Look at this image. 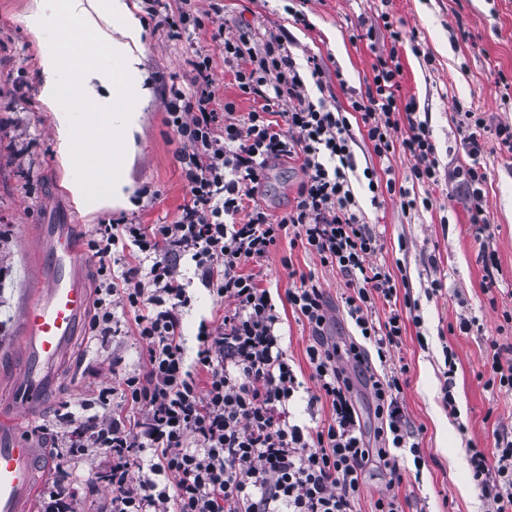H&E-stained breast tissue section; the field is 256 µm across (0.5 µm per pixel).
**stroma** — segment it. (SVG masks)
<instances>
[{"label": "stroma", "mask_w": 512, "mask_h": 512, "mask_svg": "<svg viewBox=\"0 0 512 512\" xmlns=\"http://www.w3.org/2000/svg\"><path fill=\"white\" fill-rule=\"evenodd\" d=\"M219 15L202 31L173 34L159 16H178L183 0H159L151 14L144 0H128L144 23L141 67L147 99L138 102L141 132L128 167L132 204L94 213L75 202L69 184L74 170L62 165L56 147L52 115L38 95L39 46L27 32L25 16L30 0H0V348L13 350L20 342L15 323L26 296L27 268L31 260L27 229L35 224H73L81 242H88L96 225L173 223L189 198L176 152L180 143L168 124L174 91L190 93L197 55L212 60V79L220 99L234 102L237 116L252 106L231 83L224 68V39L245 37L261 44L269 34L284 33L295 42L298 57L319 56L325 63L322 85L307 81L312 98L329 107L347 108V88L364 89L371 82L376 54L388 52L389 34L377 28L373 40H357L365 25L389 14L404 34L399 48L403 77L402 98L414 99L428 116L441 165L465 161L458 152L457 110L483 112L512 124V111L504 110L502 80H512V0H305L307 25L294 23L288 0H218ZM53 34L60 50L64 77L71 87L64 105L75 112L93 111L91 100L74 95L78 68L112 70L103 43L88 40L80 21L59 15ZM487 223L496 225L492 247L502 274L498 301L512 300V155L487 143ZM304 173L298 161L282 159L270 164L255 198L273 215H281L295 202ZM353 190L371 227L381 235L382 248L370 257L373 265L403 268L406 289L420 304L421 324H407L401 344L394 348L389 367L407 366L408 384L399 403L412 426L420 430L425 464L406 470L397 493L404 512H488L489 504L471 479L465 448L475 443L493 448L497 433L512 431V394L485 385L484 363L492 351L490 340L512 345V331L501 330L500 309L492 308L483 291L482 245L469 230V201L448 183L417 186L419 196H430L429 210L405 212L398 198L372 202L362 184ZM291 267H284L283 257ZM189 305L182 312L181 331L188 355H195L201 323L220 319L222 310L211 290L193 275L190 261H182ZM313 273L330 305L329 334L345 343L352 330L341 297L344 278L322 266L301 246L281 241L263 268V285L275 293L294 287L295 273ZM441 281V298H426L432 281ZM476 318L470 333L450 332L459 318ZM458 356L452 392L454 408L442 400L445 349ZM140 343L135 335L99 337L85 331L75 343L67 376L43 412L24 423L25 429L42 426L62 430L61 415L69 410L82 415V406L102 388L117 385L141 367Z\"/></svg>", "instance_id": "35a3bbf8"}]
</instances>
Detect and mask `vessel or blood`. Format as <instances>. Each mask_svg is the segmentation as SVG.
I'll return each instance as SVG.
<instances>
[{
	"label": "vessel or blood",
	"mask_w": 512,
	"mask_h": 512,
	"mask_svg": "<svg viewBox=\"0 0 512 512\" xmlns=\"http://www.w3.org/2000/svg\"><path fill=\"white\" fill-rule=\"evenodd\" d=\"M28 240L34 260L20 316L19 393L10 415H0V512H27L43 450L22 435V424L62 383L90 300L74 225L36 224Z\"/></svg>",
	"instance_id": "obj_1"
}]
</instances>
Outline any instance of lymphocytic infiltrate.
I'll list each match as a JSON object with an SVG mask.
<instances>
[{
  "label": "lymphocytic infiltrate",
  "mask_w": 512,
  "mask_h": 512,
  "mask_svg": "<svg viewBox=\"0 0 512 512\" xmlns=\"http://www.w3.org/2000/svg\"><path fill=\"white\" fill-rule=\"evenodd\" d=\"M394 44L377 56L365 90L352 93L348 111H334L306 93V77H320L315 55L298 61L286 35L261 46L224 42V62L242 95L255 107L235 120L234 103L220 102L211 59L192 62L195 88L173 104L168 123L184 149L178 160L190 200L171 224H100L88 241L99 260L96 335L118 336L116 310L131 314L144 344L143 366L119 387L99 391L101 415L85 417L63 446L66 460L43 494L41 512H77L81 489L104 483L108 512H359L363 473L379 463L389 494L372 512H403L396 487L403 481L400 457L425 463L418 432L398 404L407 367L388 377L366 376L373 415L366 434L352 398L353 383L342 360L365 364L368 350L386 361L407 323H420L419 303L399 297L388 268L372 265L380 238L368 224L350 172L362 171L374 196L398 197L402 209L429 208L431 198L414 185L441 179L464 191L471 203L470 228L484 248L485 292L498 282L500 264L489 243L495 225L486 210L485 137L512 154V125L488 124L484 113H460V146L466 164L441 173L436 145L414 100H402L398 44L403 33L384 20ZM368 141L379 159L402 150L411 166L404 184L358 169L353 144ZM296 158L305 174L294 205L273 216L254 198L272 161ZM298 243L346 280L344 303L359 339L339 346L327 334L325 293L314 275L300 274L285 300L306 323L312 402L330 406L332 419L317 427L290 420L289 407L302 386L282 346L281 316L260 271L282 239ZM224 305L216 324H201L195 356L184 347L180 317L189 302L179 279L182 259ZM389 311L376 320L375 304ZM136 411L137 421L109 411L112 396ZM104 451L108 465L77 481L68 462ZM472 479L491 502V512H512V432L498 433L493 452L469 445Z\"/></svg>",
  "instance_id": "f902f5d3"
}]
</instances>
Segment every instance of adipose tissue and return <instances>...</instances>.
Wrapping results in <instances>:
<instances>
[{"label": "adipose tissue", "instance_id": "ef3b65f1", "mask_svg": "<svg viewBox=\"0 0 512 512\" xmlns=\"http://www.w3.org/2000/svg\"><path fill=\"white\" fill-rule=\"evenodd\" d=\"M64 3L69 15L78 17L84 26L92 29L98 28L100 19L106 17L122 21L117 36L104 40L114 63L113 72L85 69L78 88L79 95L92 99L98 111L108 112L110 121L104 124L97 114L81 116L60 104L64 94L61 60L56 43L46 34L51 0H34L26 17V27L40 46L39 99L52 114L62 163L76 166L78 147L83 143L94 147L103 159L92 180L79 178L71 182L75 201L89 212L123 207L129 203L127 168L140 130V114L134 103L148 94L140 68L144 49L142 23L127 0H64Z\"/></svg>", "mask_w": 512, "mask_h": 512}]
</instances>
